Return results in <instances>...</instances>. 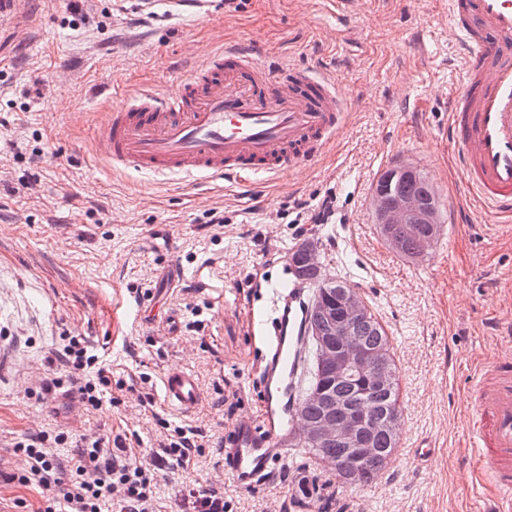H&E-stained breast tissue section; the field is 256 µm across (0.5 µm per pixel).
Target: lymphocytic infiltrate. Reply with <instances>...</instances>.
Segmentation results:
<instances>
[{"label":"lymphocytic infiltrate","instance_id":"obj_1","mask_svg":"<svg viewBox=\"0 0 512 512\" xmlns=\"http://www.w3.org/2000/svg\"><path fill=\"white\" fill-rule=\"evenodd\" d=\"M57 359L66 367L67 376L46 381L41 394L67 383L88 409H99L112 379L98 367L96 356L89 354L81 339L68 336ZM68 439V433L62 431L52 437L40 433L13 445L14 452L26 457L28 467L23 473L9 475L8 480L43 489L38 512H102L108 500L119 512H155L157 471L172 462L189 466L203 446L196 431L178 427L158 451L146 457H136L125 447L110 451L100 441L83 439L77 441L69 460H59L49 446L66 444Z\"/></svg>","mask_w":512,"mask_h":512}]
</instances>
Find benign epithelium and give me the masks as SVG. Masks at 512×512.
I'll return each instance as SVG.
<instances>
[{"label":"benign epithelium","mask_w":512,"mask_h":512,"mask_svg":"<svg viewBox=\"0 0 512 512\" xmlns=\"http://www.w3.org/2000/svg\"><path fill=\"white\" fill-rule=\"evenodd\" d=\"M372 205L377 224L384 229L385 240L394 250L401 248L397 230L402 225L440 224V206L436 200L424 201L407 194L387 198L376 190ZM300 253L302 267L296 269V275L306 281L308 272L321 270L318 242H305ZM323 287L333 289V295L325 294L311 302L310 311L320 324L308 326L309 335L316 337L318 342L319 377L361 387L390 384L396 377L392 351L368 347L356 336L359 324L369 320L372 314L365 297L352 286H336L334 279L324 280ZM309 394L320 401L322 415L310 420L304 413H299L294 430L284 440L285 445L293 448L299 442H306L314 448H327L332 444L344 448L346 458L329 460L327 464L339 471L348 484L363 483L362 462L374 453L369 441L380 429L397 433L394 417L369 415L321 385L311 389Z\"/></svg>","instance_id":"benign-epithelium-1"}]
</instances>
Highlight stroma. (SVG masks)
I'll list each match as a JSON object with an SVG mask.
<instances>
[{
  "mask_svg": "<svg viewBox=\"0 0 512 512\" xmlns=\"http://www.w3.org/2000/svg\"><path fill=\"white\" fill-rule=\"evenodd\" d=\"M208 17L139 24L114 0H24L0 22V512L14 499L36 512L37 486L4 482L27 467L11 445L40 430L99 437L142 455L176 427L204 437L194 466L161 472L158 512H180L179 490L222 492L234 512H489L469 453L467 371L512 353L501 319L512 309V222L469 199L444 139L445 94L458 65L448 0H363L339 24L325 0H236ZM245 40L278 60L325 65L348 117L302 175H260L196 186L107 170L94 138L131 90L174 91L215 49ZM39 153V179L29 158ZM413 164L433 185L442 235L412 261L379 233L372 194L380 174ZM337 197L331 224L296 223L293 200ZM214 207L223 225L205 221ZM317 239L326 272L355 275L384 325L399 375L400 433L370 485L348 487L301 453L255 491L224 477L218 446L263 412L265 347L252 316L288 285L289 257ZM65 336L82 338L111 372L109 398L85 412L59 376ZM197 379L189 415L160 395L166 370ZM429 440L426 462L413 455Z\"/></svg>",
  "mask_w": 512,
  "mask_h": 512,
  "instance_id": "stroma-1",
  "label": "stroma"
}]
</instances>
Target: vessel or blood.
Returning <instances> with one entry per match:
<instances>
[{"mask_svg": "<svg viewBox=\"0 0 512 512\" xmlns=\"http://www.w3.org/2000/svg\"><path fill=\"white\" fill-rule=\"evenodd\" d=\"M169 17L205 16L211 0H157ZM449 34L461 55L448 127L466 185L477 203L512 214V0H448ZM345 121L336 83L318 66L273 63L238 41L210 54L176 91L137 90L113 112L96 140L112 167L154 175L219 177L298 173L312 165ZM310 289L302 281L272 293L265 412L240 423L224 469L241 489H259L275 466L293 458L283 439L304 404L303 367ZM171 409L193 412V375L161 379ZM467 428L480 472L512 512V354L471 369Z\"/></svg>", "mask_w": 512, "mask_h": 512, "instance_id": "vessel-or-blood-1", "label": "vessel or blood"}]
</instances>
